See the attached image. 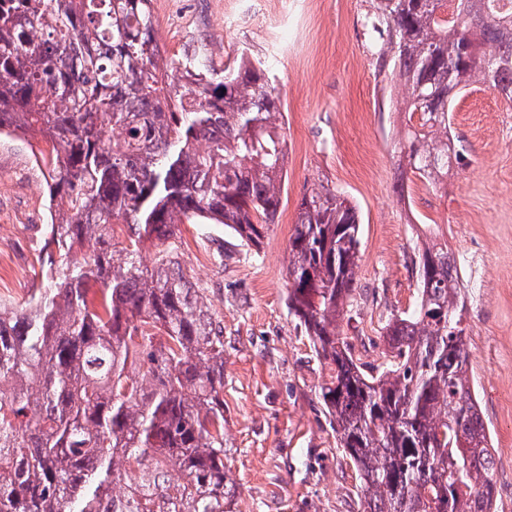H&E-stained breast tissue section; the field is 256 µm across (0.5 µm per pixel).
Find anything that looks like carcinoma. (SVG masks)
<instances>
[{
    "mask_svg": "<svg viewBox=\"0 0 512 512\" xmlns=\"http://www.w3.org/2000/svg\"><path fill=\"white\" fill-rule=\"evenodd\" d=\"M442 2L380 0L369 21L405 89L409 169L431 185L469 163L448 137L457 97L512 102V0H457L451 20ZM284 117L244 50L220 68L166 60L151 0H0V134L49 146L54 245L42 286L0 306V512H226L224 326L181 260L180 225L260 247L287 178ZM359 245L355 205L322 184L303 194L287 309L328 371L318 397L359 512H495L447 243L414 247L417 303L386 324L392 359L375 373L339 331Z\"/></svg>",
    "mask_w": 512,
    "mask_h": 512,
    "instance_id": "obj_1",
    "label": "carcinoma"
}]
</instances>
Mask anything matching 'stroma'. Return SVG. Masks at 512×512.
<instances>
[{
    "mask_svg": "<svg viewBox=\"0 0 512 512\" xmlns=\"http://www.w3.org/2000/svg\"><path fill=\"white\" fill-rule=\"evenodd\" d=\"M377 0H152L166 57L215 64L246 50L284 103L288 179L260 251L219 224L181 227L183 260L224 324V445L232 512H357L359 480L318 398L327 372L286 307L288 240L299 200L323 182L361 217L357 292L340 326L363 361H385L384 327L417 300L408 268L417 237L438 229L453 255L478 256L486 280L467 291L468 373L495 448L497 512H512V106L496 91L460 96L452 133L467 167L429 186L402 172L404 91L380 70L367 26ZM290 25L294 39L282 42ZM37 138L0 136V303L25 300L47 258V171ZM405 181L406 193L395 190Z\"/></svg>",
    "mask_w": 512,
    "mask_h": 512,
    "instance_id": "1",
    "label": "stroma"
}]
</instances>
